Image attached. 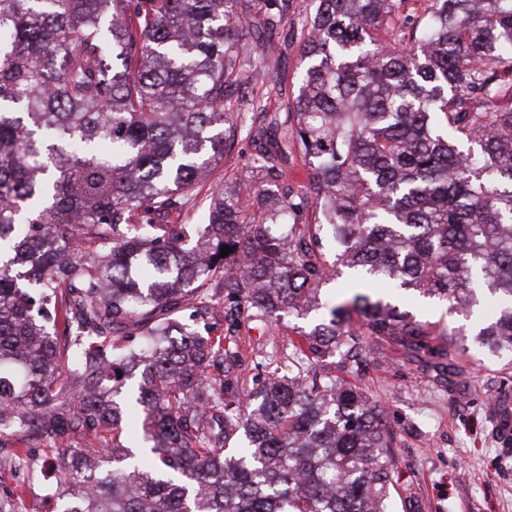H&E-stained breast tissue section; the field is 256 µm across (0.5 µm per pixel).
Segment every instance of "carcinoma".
<instances>
[{
	"mask_svg": "<svg viewBox=\"0 0 512 512\" xmlns=\"http://www.w3.org/2000/svg\"><path fill=\"white\" fill-rule=\"evenodd\" d=\"M290 2L0 0V449L23 474L49 444L56 512H389L382 410L302 370L363 349L354 313L426 346L380 281L488 309L472 343L512 354V0H422L400 26L409 0H315L285 110L320 218L288 223V150L259 141L275 206L218 186L183 222L242 133L231 88L269 67L251 20L271 33ZM327 236L359 284L331 305ZM226 310L327 317L242 407L236 352L195 328ZM0 512H26L24 481Z\"/></svg>",
	"mask_w": 512,
	"mask_h": 512,
	"instance_id": "obj_1",
	"label": "carcinoma"
}]
</instances>
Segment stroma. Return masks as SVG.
<instances>
[{"label":"stroma","instance_id":"stroma-1","mask_svg":"<svg viewBox=\"0 0 512 512\" xmlns=\"http://www.w3.org/2000/svg\"><path fill=\"white\" fill-rule=\"evenodd\" d=\"M312 12V0H291L290 26L257 44L269 55L271 69L236 91L240 97L261 98L264 112L256 125L284 119V104L298 91L301 62L292 44L293 25ZM254 150L250 140L238 139L211 179L230 186L251 184L274 201L276 186L250 167ZM398 304L432 325L429 350L411 352L365 341L359 355L362 371L355 379L383 409L391 431V512H512V437L496 430L500 403L512 401V368L469 344L448 351L447 331L472 335V319L407 293ZM292 326L289 319L273 324L239 316L235 341L241 360L231 371L236 397H246L270 358L287 362Z\"/></svg>","mask_w":512,"mask_h":512}]
</instances>
